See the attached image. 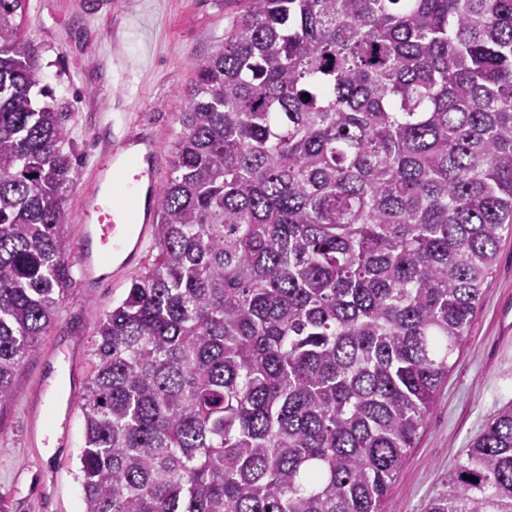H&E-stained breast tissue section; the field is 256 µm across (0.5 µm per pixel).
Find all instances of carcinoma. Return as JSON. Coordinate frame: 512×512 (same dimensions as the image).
Wrapping results in <instances>:
<instances>
[{"instance_id": "cac0c4a2", "label": "carcinoma", "mask_w": 512, "mask_h": 512, "mask_svg": "<svg viewBox=\"0 0 512 512\" xmlns=\"http://www.w3.org/2000/svg\"><path fill=\"white\" fill-rule=\"evenodd\" d=\"M26 2L0 0V403L72 284ZM194 72L157 254L97 328L84 512H381L512 234V0H253ZM427 512H512V405Z\"/></svg>"}]
</instances>
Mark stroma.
<instances>
[{"instance_id": "obj_1", "label": "stroma", "mask_w": 512, "mask_h": 512, "mask_svg": "<svg viewBox=\"0 0 512 512\" xmlns=\"http://www.w3.org/2000/svg\"><path fill=\"white\" fill-rule=\"evenodd\" d=\"M251 0H29L23 32L39 50L51 104L68 112L64 152L76 177L63 232L78 245L97 156L111 143L154 144L158 182L170 174L193 66L208 56ZM142 267L94 292L73 283L36 352L0 405V512H83L78 455L83 412H65L74 378L88 379L103 313ZM487 291L415 448L382 512H426L488 419L512 403V236L503 238Z\"/></svg>"}]
</instances>
